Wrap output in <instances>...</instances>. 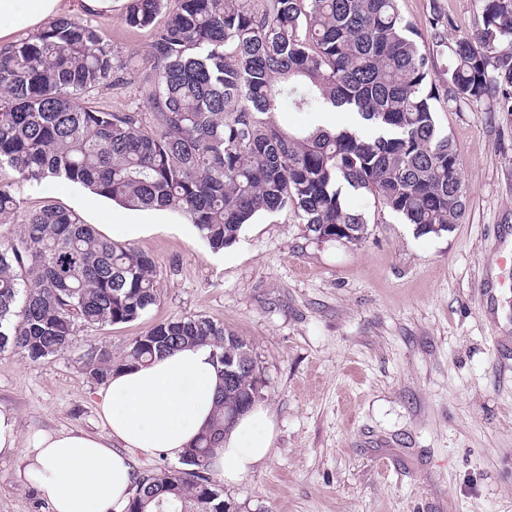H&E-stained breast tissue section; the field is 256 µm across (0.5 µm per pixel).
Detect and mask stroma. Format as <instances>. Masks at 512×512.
Instances as JSON below:
<instances>
[{"label":"stroma","instance_id":"1","mask_svg":"<svg viewBox=\"0 0 512 512\" xmlns=\"http://www.w3.org/2000/svg\"><path fill=\"white\" fill-rule=\"evenodd\" d=\"M443 84L450 47L474 34L483 0H399ZM122 11L88 15L118 56L125 82L86 95L127 112L143 104L154 33ZM436 118L462 162L466 208L440 236L420 235L371 196L351 207L376 222L357 244L320 242L286 212L262 214L226 253L189 223L139 215L130 245L156 265V305L130 323L81 328L65 354L0 351V407L22 437L97 433L101 382L89 345L120 357L135 337L203 315L243 336L275 424L271 457L239 481L212 476L234 512H512V113L490 102L438 101ZM22 210L54 204L112 231V205L78 185H36L0 168ZM0 512H50L18 462L0 458Z\"/></svg>","mask_w":512,"mask_h":512}]
</instances>
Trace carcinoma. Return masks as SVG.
Returning <instances> with one entry per match:
<instances>
[{"instance_id": "cac0c4a2", "label": "carcinoma", "mask_w": 512, "mask_h": 512, "mask_svg": "<svg viewBox=\"0 0 512 512\" xmlns=\"http://www.w3.org/2000/svg\"><path fill=\"white\" fill-rule=\"evenodd\" d=\"M483 2L482 27L454 41L441 90L398 0H129L125 25L155 30L149 123L137 108L78 102L119 82L129 63L90 22L56 18L0 51V167L134 209H170L214 251L257 215L288 211L317 240L357 244L372 218L348 207L347 188L439 236L461 220L465 189L434 102L490 100L512 112V0ZM285 102L311 112L346 105L369 131L285 130L276 122ZM18 210L0 185V222ZM155 276L151 257L101 238L77 213L30 211L17 236L0 240V351L58 356L79 325L133 322L157 302ZM188 344L212 347L221 365L226 352L245 354L249 367L234 384L221 382L184 468L140 477L127 512L232 509L208 471L259 378L243 337L203 316L170 319L117 361L91 348L87 371L103 382Z\"/></svg>"}]
</instances>
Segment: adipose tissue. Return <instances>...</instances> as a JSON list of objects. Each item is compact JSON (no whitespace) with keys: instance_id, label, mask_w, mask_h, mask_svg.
<instances>
[{"instance_id":"ef3b65f1","label":"adipose tissue","mask_w":512,"mask_h":512,"mask_svg":"<svg viewBox=\"0 0 512 512\" xmlns=\"http://www.w3.org/2000/svg\"><path fill=\"white\" fill-rule=\"evenodd\" d=\"M127 0H0V48L59 16L109 15ZM211 347L188 345L148 365L115 372L99 395L103 433L41 431L21 439L13 412L0 409V455L17 457L19 473L46 495L50 512H126L132 454L181 459L210 421L219 388ZM274 421L253 405L225 433L213 466L234 483L272 452Z\"/></svg>"}]
</instances>
